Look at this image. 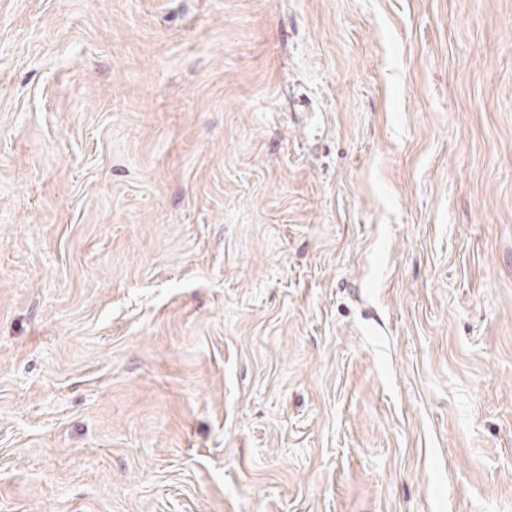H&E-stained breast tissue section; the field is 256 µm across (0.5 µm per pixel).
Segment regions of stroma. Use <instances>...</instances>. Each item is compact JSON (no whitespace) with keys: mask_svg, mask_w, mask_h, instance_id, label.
Returning a JSON list of instances; mask_svg holds the SVG:
<instances>
[{"mask_svg":"<svg viewBox=\"0 0 512 512\" xmlns=\"http://www.w3.org/2000/svg\"><path fill=\"white\" fill-rule=\"evenodd\" d=\"M0 512H512V0H0Z\"/></svg>","mask_w":512,"mask_h":512,"instance_id":"1","label":"stroma"}]
</instances>
